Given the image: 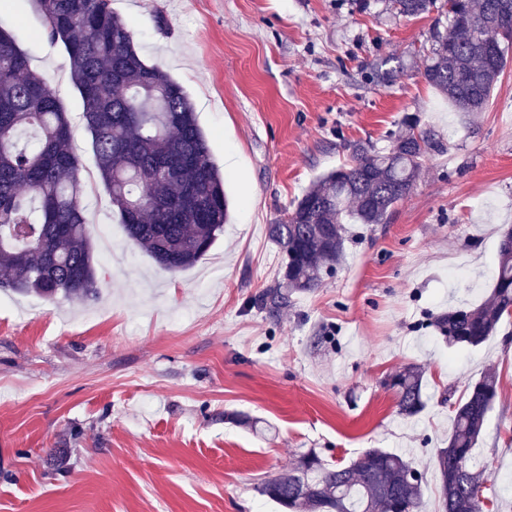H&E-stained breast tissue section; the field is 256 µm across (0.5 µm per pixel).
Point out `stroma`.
<instances>
[{
    "label": "stroma",
    "instance_id": "obj_1",
    "mask_svg": "<svg viewBox=\"0 0 512 512\" xmlns=\"http://www.w3.org/2000/svg\"><path fill=\"white\" fill-rule=\"evenodd\" d=\"M370 3L112 0L146 62L186 90L225 176L223 235L170 272L127 239L97 178L63 45L29 0H0V26L71 120L100 289H0V512H282L264 480L309 450L336 465L369 448L423 471L424 510L440 512L432 455L452 402L489 372L498 396L474 456L486 497L512 512V318L476 348L430 323L488 300L512 227V59L483 109L461 111L422 75L435 13ZM407 116L444 146L413 193L387 223L348 225L320 288L258 309L285 262L269 224L351 164L352 143L387 149ZM412 364L425 408L405 417L388 382Z\"/></svg>",
    "mask_w": 512,
    "mask_h": 512
}]
</instances>
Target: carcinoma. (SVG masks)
<instances>
[{
  "instance_id": "1",
  "label": "carcinoma",
  "mask_w": 512,
  "mask_h": 512,
  "mask_svg": "<svg viewBox=\"0 0 512 512\" xmlns=\"http://www.w3.org/2000/svg\"><path fill=\"white\" fill-rule=\"evenodd\" d=\"M52 41L65 47L80 94L100 182L120 224L161 268L195 265L230 217L224 181L213 163L184 87L147 64L112 0H31ZM398 14L432 10L439 18L424 54L425 80L460 110L482 108L512 49V0H391ZM390 147L352 145L354 164L321 176L269 225L286 257L282 283L258 297L272 310L322 282L345 252L346 224H384L413 191L427 157L443 150L407 116ZM71 124L46 79L31 70L0 27V286L53 299L97 298L93 244L82 198L88 184L71 147ZM512 310V228L502 235L488 302L450 308L435 319L451 345L476 347ZM486 373L452 404L448 446L433 465L442 512H486L485 470L474 458L497 396ZM399 413L424 408L423 371L410 365L391 381ZM423 474L403 456L369 448L348 465L314 454L278 474L260 493L288 512H421Z\"/></svg>"
}]
</instances>
